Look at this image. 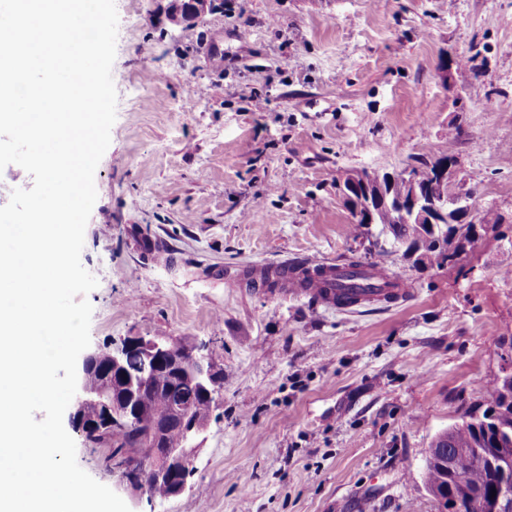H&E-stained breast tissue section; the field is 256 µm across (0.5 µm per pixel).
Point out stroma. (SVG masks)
<instances>
[{"label":"stroma","instance_id":"obj_1","mask_svg":"<svg viewBox=\"0 0 512 512\" xmlns=\"http://www.w3.org/2000/svg\"><path fill=\"white\" fill-rule=\"evenodd\" d=\"M217 2L185 22L115 0L117 118L81 262L91 349L171 337L223 380L181 495L131 487L76 431L77 462L131 512H438L426 450L512 336V0ZM445 152L502 216L458 262L352 223L337 177ZM353 254L411 297L341 310L240 280Z\"/></svg>","mask_w":512,"mask_h":512}]
</instances>
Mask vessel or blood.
<instances>
[{
  "label": "vessel or blood",
  "instance_id": "1",
  "mask_svg": "<svg viewBox=\"0 0 512 512\" xmlns=\"http://www.w3.org/2000/svg\"><path fill=\"white\" fill-rule=\"evenodd\" d=\"M273 276L280 283L271 294L275 300L295 294L332 305L341 294L336 286V268L331 262L310 259L298 267L288 263L262 264L249 268L245 274L247 280L259 287Z\"/></svg>",
  "mask_w": 512,
  "mask_h": 512
}]
</instances>
